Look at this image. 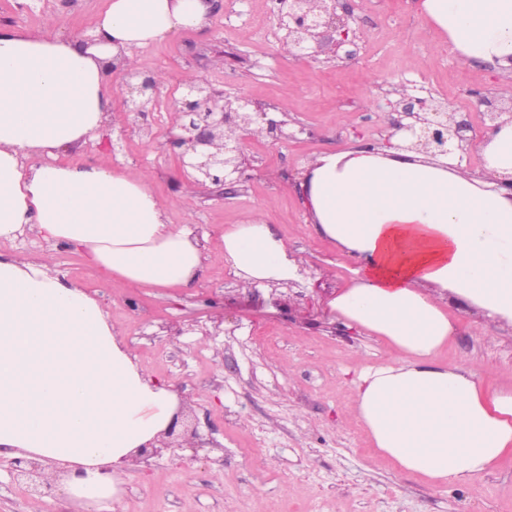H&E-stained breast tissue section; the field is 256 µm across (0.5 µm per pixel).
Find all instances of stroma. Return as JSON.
<instances>
[{"label":"stroma","instance_id":"1","mask_svg":"<svg viewBox=\"0 0 512 512\" xmlns=\"http://www.w3.org/2000/svg\"><path fill=\"white\" fill-rule=\"evenodd\" d=\"M208 26L139 49L165 84L146 111L125 105L123 71H110L112 111L98 137L68 150L73 164L150 175L169 223L187 224L206 248L186 288L146 290L98 274L85 256L35 232L0 252L50 253L54 266L102 302L124 329L137 364L168 385L195 430L198 452L171 448L135 465L117 512H512V455L474 482L436 489L377 455L353 415L356 370L386 361L383 340L337 321L329 302L347 288L355 259L315 228L304 172L330 151L382 147L391 132L388 82L447 104L483 138L478 95L512 93V72L463 63L439 47L419 0H347L360 33L356 54L292 58L270 0H215ZM106 0H0V27L89 34ZM208 79L277 120L247 133L238 182L193 185L169 139L184 84ZM258 216L303 261L297 280L248 284L218 247L221 232ZM457 331L443 362L483 371L485 386L512 379V322L448 299ZM0 512H85L51 489L33 492L0 457Z\"/></svg>","mask_w":512,"mask_h":512}]
</instances>
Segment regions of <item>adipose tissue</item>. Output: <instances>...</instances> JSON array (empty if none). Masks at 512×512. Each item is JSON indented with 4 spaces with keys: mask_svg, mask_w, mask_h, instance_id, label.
<instances>
[{
    "mask_svg": "<svg viewBox=\"0 0 512 512\" xmlns=\"http://www.w3.org/2000/svg\"><path fill=\"white\" fill-rule=\"evenodd\" d=\"M451 51L512 71V0H420ZM207 0H109L93 30L47 36L0 28V241L34 226L82 249L100 274L146 289L191 284L204 247L171 224L146 174L61 163L103 126L105 65L206 27ZM474 176L457 157L380 148L320 155L303 187L321 233L360 259L330 307L348 328L385 341L387 362L356 385V420L402 473L442 489L484 477L512 453V387L442 363L452 293L512 321V124L475 141ZM225 259L251 283L299 274L296 255L258 217L225 229ZM87 289L46 261L0 254V457L63 466L55 487L91 512H115L121 476L176 412Z\"/></svg>",
    "mask_w": 512,
    "mask_h": 512,
    "instance_id": "1",
    "label": "adipose tissue"
}]
</instances>
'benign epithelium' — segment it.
I'll return each mask as SVG.
<instances>
[{"mask_svg": "<svg viewBox=\"0 0 512 512\" xmlns=\"http://www.w3.org/2000/svg\"><path fill=\"white\" fill-rule=\"evenodd\" d=\"M339 0H282L279 9L280 27L286 30V42L291 46L290 55L298 60L315 59L325 52L324 37L332 38L330 52L339 57L345 46V56L354 54L355 38L349 37L354 18L347 9H338ZM124 80L130 97L125 100L131 112H141L159 90L149 74L124 70ZM485 106L486 129L497 132L507 122H512V108L505 111L496 101L480 99ZM400 118L394 127L406 133L405 149L436 156L456 151H466L463 131L469 125L454 119L453 113L441 104L426 98L404 97L397 103ZM178 112L181 117L179 133L172 136L170 145L180 150L183 169H192L197 184H224L242 174L247 165L243 148V134L251 125L266 116L249 108V103L237 96H229L207 79L187 83L180 99ZM408 118L410 122L402 123ZM16 471L26 477L33 488L42 476L44 467L34 461H15Z\"/></svg>", "mask_w": 512, "mask_h": 512, "instance_id": "benign-epithelium-1", "label": "benign epithelium"}]
</instances>
